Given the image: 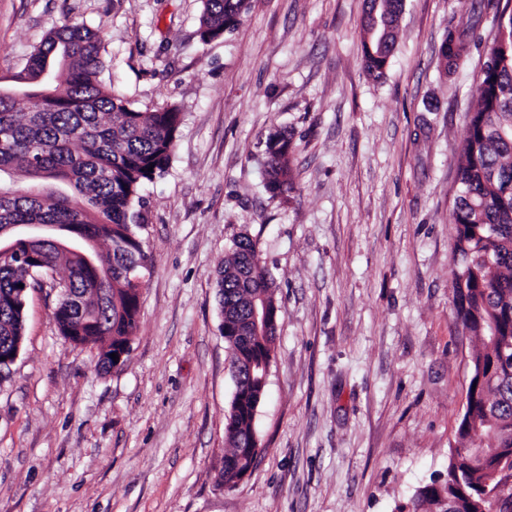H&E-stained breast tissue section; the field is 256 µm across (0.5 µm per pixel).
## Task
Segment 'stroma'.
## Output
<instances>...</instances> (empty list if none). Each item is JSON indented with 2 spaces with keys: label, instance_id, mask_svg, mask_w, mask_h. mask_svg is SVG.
Returning a JSON list of instances; mask_svg holds the SVG:
<instances>
[{
  "label": "stroma",
  "instance_id": "stroma-1",
  "mask_svg": "<svg viewBox=\"0 0 512 512\" xmlns=\"http://www.w3.org/2000/svg\"><path fill=\"white\" fill-rule=\"evenodd\" d=\"M471 0H406L382 79L362 59L364 0H248L205 42L202 0H0V89L48 31L103 38L100 81L143 112L182 113L141 191L150 264L126 362L60 335L29 292L0 381V512H395L446 476L478 340L453 304L457 158L495 32L483 17L453 79L448 26ZM288 132L292 189L264 176ZM256 244L280 307L263 447L218 484L235 389L217 281Z\"/></svg>",
  "mask_w": 512,
  "mask_h": 512
}]
</instances>
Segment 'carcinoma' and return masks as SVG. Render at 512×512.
Listing matches in <instances>:
<instances>
[{"mask_svg":"<svg viewBox=\"0 0 512 512\" xmlns=\"http://www.w3.org/2000/svg\"><path fill=\"white\" fill-rule=\"evenodd\" d=\"M512 0H472V19L446 30L443 42L470 57L478 20L493 11L498 38L474 93L458 158L464 195L453 211L452 287L456 319L477 336L470 359L476 373L457 428L446 480L421 487L413 502L426 512H450L451 501L469 495L470 512H512V492L497 509L481 502L490 472L512 448ZM246 0H203L202 39L235 30ZM403 0H370L362 21L365 69L384 76L379 39L397 43ZM387 27L370 29V14ZM102 40L87 27L63 22L33 49L16 77L21 92H0V238L20 229L56 227L71 238L91 242L96 268L84 257L53 243H19L18 253L0 258V352L22 346L24 306L13 297L19 284L52 280L57 289L53 317L64 337L86 336L98 346L97 365L112 368V347L129 345L139 314L141 270L148 256L136 209L142 185L162 176L175 148L181 112L167 107L141 112L124 95L98 80ZM290 141L281 131L267 138V188L291 190L287 180ZM256 245L247 235L234 241L218 279L224 315L221 332L232 353L235 389L244 402H230L221 476L236 483L254 464L253 420L267 385L275 328L256 332L253 307L279 310L264 266L255 262Z\"/></svg>","mask_w":512,"mask_h":512,"instance_id":"obj_1","label":"carcinoma"}]
</instances>
